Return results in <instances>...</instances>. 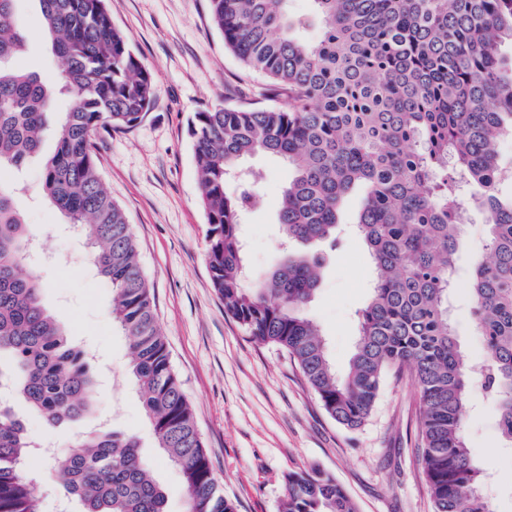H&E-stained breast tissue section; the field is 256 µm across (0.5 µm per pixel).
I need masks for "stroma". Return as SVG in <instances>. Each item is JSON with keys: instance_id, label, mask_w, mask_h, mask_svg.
I'll use <instances>...</instances> for the list:
<instances>
[{"instance_id": "35a3bbf8", "label": "stroma", "mask_w": 512, "mask_h": 512, "mask_svg": "<svg viewBox=\"0 0 512 512\" xmlns=\"http://www.w3.org/2000/svg\"><path fill=\"white\" fill-rule=\"evenodd\" d=\"M114 24L150 69L155 99L144 120L129 131L99 140V172L125 210L142 272L155 302L157 324L170 361L192 406L196 429L225 499L236 512H281L289 473L319 468L340 483L357 512H432L418 460V388L410 375H387L368 420L351 429L331 418L288 354L256 342L224 312L208 260L207 218L199 204L200 175L190 123L196 112L236 104L257 77L247 74L224 47L210 18L209 0H108ZM16 19L27 36L18 57L23 68L53 77L60 63L48 50L37 0H17ZM55 147L23 172L1 167L0 183L23 182L27 229L44 239L51 257L36 264L46 307L60 314L70 340L92 351L98 394L95 418L46 430L25 403L15 402L37 443L66 456L79 432L106 418L117 431L139 436L142 456L167 495V512H184L178 469L155 448L140 394L128 374L130 352L108 313L110 286L92 265L81 231L45 198L42 165ZM257 198L243 217L242 234L253 272L268 271L280 256L276 224L287 166L257 156ZM464 243L453 278L463 282L482 253L485 219L469 207ZM67 256L58 264L57 256ZM372 267L356 236L331 255L308 312L324 335L337 370H344L358 335L355 312L370 295ZM461 350L472 363L484 350L462 293L451 299ZM464 434L472 457L490 466L483 488L493 512H512V455L503 451L497 417L481 389L471 392Z\"/></svg>"}]
</instances>
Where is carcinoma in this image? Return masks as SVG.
<instances>
[{"mask_svg":"<svg viewBox=\"0 0 512 512\" xmlns=\"http://www.w3.org/2000/svg\"><path fill=\"white\" fill-rule=\"evenodd\" d=\"M52 53L53 83L13 60L25 38L16 0H0V166L21 169L39 152L47 114L66 94L72 106L46 158L47 200L81 227L98 274L112 288L108 315L129 341L130 374L157 447L179 470L185 512H235L224 500L170 363L149 285L125 212L98 172L96 137L129 130L150 111L154 80L112 22L107 0H38ZM289 0H209L224 45L266 86L232 107L197 112L190 125L208 224V266L224 312L260 343L283 348L323 409L362 426L385 375L407 369L419 389L424 473L433 512H492L480 491L487 470L464 440L469 392L492 400L512 448V0H313L294 16ZM320 28L315 41L304 32ZM274 97L271 107L254 99ZM263 154L288 165L277 223L286 248L245 284L239 235L255 176L241 168ZM485 216L484 258L462 283L485 358L465 362L448 299L462 244L461 187ZM354 191L362 203L355 235L373 263L369 299L348 368L336 372L306 314L327 256L343 244L340 213ZM19 190L0 184V386L48 428L76 424L95 407L85 352L48 310L38 278L20 272L29 244ZM36 444L0 404V512H38ZM81 512H166V496L136 435L100 429L80 435L57 464ZM283 512H356L336 480L319 470L286 478Z\"/></svg>","mask_w":512,"mask_h":512,"instance_id":"1","label":"carcinoma"}]
</instances>
